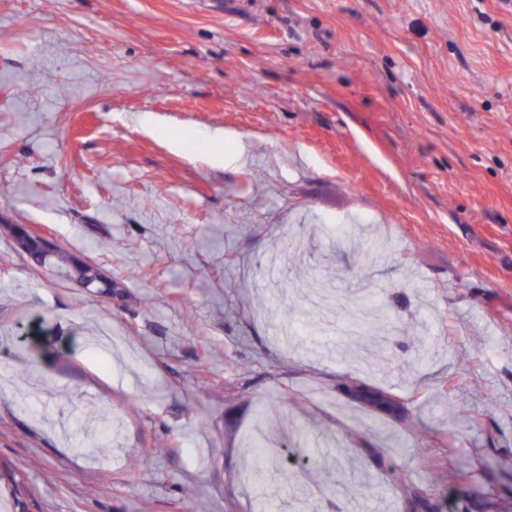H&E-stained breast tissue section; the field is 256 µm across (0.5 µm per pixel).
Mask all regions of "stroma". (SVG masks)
I'll return each mask as SVG.
<instances>
[{
	"mask_svg": "<svg viewBox=\"0 0 512 512\" xmlns=\"http://www.w3.org/2000/svg\"><path fill=\"white\" fill-rule=\"evenodd\" d=\"M369 293L391 323L357 336ZM266 419L318 464L248 479ZM417 487L512 512V0H0L5 512H416ZM13 234L21 243H26L28 246H39L47 255L54 252L57 247L53 240H51L45 233L37 230L31 226L15 225L13 227ZM79 259L78 256L73 254L67 249L58 248L57 251L48 257L49 261L54 267L61 270H70Z\"/></svg>",
	"mask_w": 512,
	"mask_h": 512,
	"instance_id": "obj_1",
	"label": "stroma"
}]
</instances>
